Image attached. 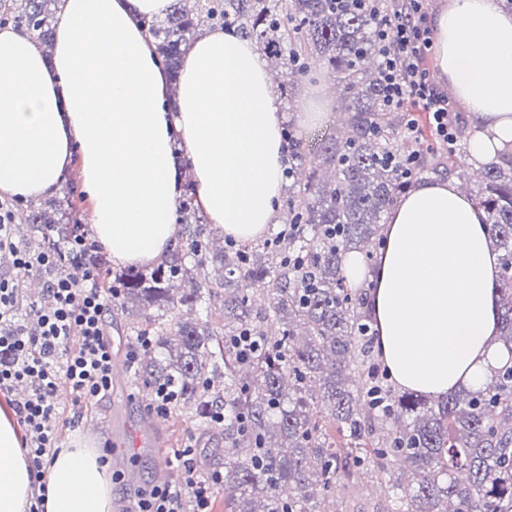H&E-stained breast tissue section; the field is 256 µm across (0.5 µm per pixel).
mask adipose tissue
Segmentation results:
<instances>
[{
	"instance_id": "ef3b65f1",
	"label": "adipose tissue",
	"mask_w": 512,
	"mask_h": 512,
	"mask_svg": "<svg viewBox=\"0 0 512 512\" xmlns=\"http://www.w3.org/2000/svg\"><path fill=\"white\" fill-rule=\"evenodd\" d=\"M171 2L62 0L49 59L26 31L0 29V193L51 196L79 168L90 228L118 266L175 249L188 193L239 242L278 221L290 145L269 69L251 39L209 28L170 86L141 19ZM435 32L440 81L470 117L468 163L500 162L512 155V13L448 0ZM383 236L374 262L353 252L345 268L369 286L374 349L398 387L443 397L512 361L494 340L499 256L456 178L418 183ZM46 488L45 512H112L107 467L86 443L49 457ZM29 492L15 418L0 410V512H23Z\"/></svg>"
}]
</instances>
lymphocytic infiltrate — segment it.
Returning a JSON list of instances; mask_svg holds the SVG:
<instances>
[{
  "instance_id": "1",
  "label": "lymphocytic infiltrate",
  "mask_w": 512,
  "mask_h": 512,
  "mask_svg": "<svg viewBox=\"0 0 512 512\" xmlns=\"http://www.w3.org/2000/svg\"><path fill=\"white\" fill-rule=\"evenodd\" d=\"M378 37L393 46L383 57L390 101L416 102L426 112L435 138L453 146L456 106L431 82L425 66L433 38L422 0H404L394 16L381 22ZM87 247L86 238L75 235L65 253L30 255L17 247L12 212L0 203V253L9 254L17 270L38 266L53 272L48 304L26 314L18 308L17 280L0 276V396L8 397L22 381L30 389L28 397L14 407L24 431L32 479L24 512H44L45 458L54 449L61 428V390L91 402L112 388V342L106 315L120 292L115 288L103 292L95 270H86L83 282L78 283L60 268L62 259H76ZM195 453L190 443L176 450L169 460L177 471L176 480L141 491L135 512H211L213 495L223 484L224 474L214 471L199 478Z\"/></svg>"
}]
</instances>
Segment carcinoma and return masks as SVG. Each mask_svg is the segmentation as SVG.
Instances as JSON below:
<instances>
[{
  "label": "carcinoma",
  "instance_id": "obj_1",
  "mask_svg": "<svg viewBox=\"0 0 512 512\" xmlns=\"http://www.w3.org/2000/svg\"><path fill=\"white\" fill-rule=\"evenodd\" d=\"M174 0L163 21L143 20L171 79L185 46L204 25L239 30L280 70L281 97L294 79L322 74L341 87L336 122L313 137L285 136L293 149L284 176L283 228L249 244L207 234L195 198L180 201L185 249L150 273L114 272L99 255L83 263L102 270L118 306L137 309L130 339L151 345L133 362L132 383L149 393L166 387L173 410L199 430H221L234 452L224 455L225 512H340L339 494L379 491L373 512H512V367L477 389L432 400L397 392L376 371L365 289L350 283L342 259L374 257L384 245L383 217L414 181L456 175L486 214L499 252L495 282L498 340L512 351V157L469 172L467 123L456 117L457 142L446 149L416 115L385 98V53L376 23L396 0ZM57 0H0V23L26 29L41 45L53 40ZM413 159L412 177L402 171ZM77 189L20 209L31 252L55 250L72 237ZM222 296V322L183 317L205 297ZM250 334L261 347L244 355L229 338Z\"/></svg>",
  "mask_w": 512,
  "mask_h": 512
}]
</instances>
